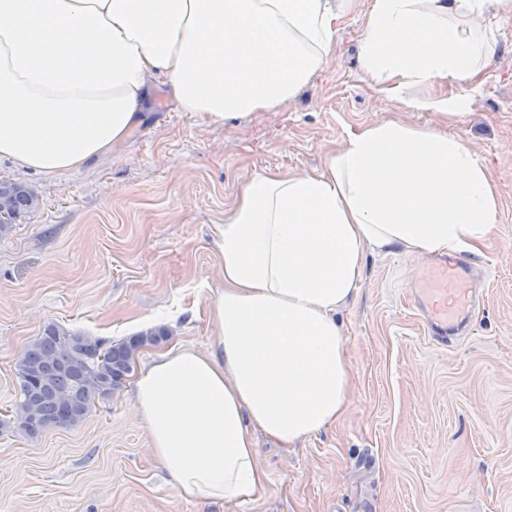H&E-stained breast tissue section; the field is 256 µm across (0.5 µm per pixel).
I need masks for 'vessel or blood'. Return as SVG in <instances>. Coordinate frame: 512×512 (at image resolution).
Masks as SVG:
<instances>
[{
	"instance_id": "b4317fda",
	"label": "vessel or blood",
	"mask_w": 512,
	"mask_h": 512,
	"mask_svg": "<svg viewBox=\"0 0 512 512\" xmlns=\"http://www.w3.org/2000/svg\"><path fill=\"white\" fill-rule=\"evenodd\" d=\"M467 270V264L458 259L433 265L425 273L421 288L427 299V316L435 327L447 329L468 314L471 299L468 289L461 286Z\"/></svg>"
}]
</instances>
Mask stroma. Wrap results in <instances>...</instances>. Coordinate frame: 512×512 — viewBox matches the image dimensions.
<instances>
[{"label": "stroma", "mask_w": 512, "mask_h": 512, "mask_svg": "<svg viewBox=\"0 0 512 512\" xmlns=\"http://www.w3.org/2000/svg\"><path fill=\"white\" fill-rule=\"evenodd\" d=\"M370 4L340 20L329 63L278 111L209 125L162 87L108 162L48 176L0 159V179L40 198L0 237V419L47 323L117 341L178 314L81 424L0 433V512H512V14L478 19L497 50L476 81L414 83L390 100L360 67ZM445 96L465 101L448 133L470 144L500 200L469 325L445 343L428 326L417 287L430 257L366 253L360 292L338 315L348 410L293 448L254 433L265 474L256 501L181 500L131 398L137 370L161 352L210 348L206 296L221 278L214 230L225 207L249 178L319 167L364 126L437 125L424 104Z\"/></svg>", "instance_id": "1"}]
</instances>
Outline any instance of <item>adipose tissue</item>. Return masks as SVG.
<instances>
[{
	"mask_svg": "<svg viewBox=\"0 0 512 512\" xmlns=\"http://www.w3.org/2000/svg\"><path fill=\"white\" fill-rule=\"evenodd\" d=\"M356 0H0V157L53 175L111 156L158 87L208 124L274 112L328 62ZM512 0H373L362 68L394 97L409 81L473 80L495 41L465 32ZM499 199L468 142L371 124L313 172L245 181L217 227L222 282L211 349L173 348L132 405L186 501L263 487L250 435L294 447L343 415L351 362L336 315L363 256L475 252Z\"/></svg>",
	"mask_w": 512,
	"mask_h": 512,
	"instance_id": "1",
	"label": "adipose tissue"
}]
</instances>
